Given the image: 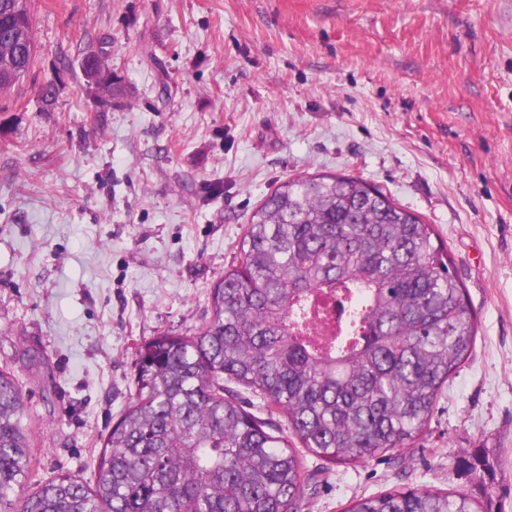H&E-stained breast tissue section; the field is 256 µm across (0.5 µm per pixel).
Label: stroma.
I'll use <instances>...</instances> for the list:
<instances>
[{
    "mask_svg": "<svg viewBox=\"0 0 512 512\" xmlns=\"http://www.w3.org/2000/svg\"><path fill=\"white\" fill-rule=\"evenodd\" d=\"M35 57L0 91V368L36 461L93 483L139 347L185 333L252 211L362 178L433 225L478 319L414 447L319 470L303 512L403 484L512 512V0H29ZM103 54L123 93L85 84ZM60 76L44 106L40 87ZM80 67L86 84L87 75L90 71L95 70L98 73L99 82L97 87L102 89L112 100V68L104 64L99 52L92 48L87 49L82 55Z\"/></svg>",
    "mask_w": 512,
    "mask_h": 512,
    "instance_id": "obj_1",
    "label": "stroma"
}]
</instances>
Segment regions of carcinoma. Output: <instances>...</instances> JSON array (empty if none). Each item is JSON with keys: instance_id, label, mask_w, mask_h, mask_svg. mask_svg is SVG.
I'll use <instances>...</instances> for the list:
<instances>
[{"instance_id": "cac0c4a2", "label": "carcinoma", "mask_w": 512, "mask_h": 512, "mask_svg": "<svg viewBox=\"0 0 512 512\" xmlns=\"http://www.w3.org/2000/svg\"><path fill=\"white\" fill-rule=\"evenodd\" d=\"M34 59L0 54V90ZM83 75L112 95L96 50ZM211 316L145 341L133 397L104 436L94 486L61 474L13 497L32 469L21 388L0 369L5 512H302L323 465L409 448L475 347L478 320L433 226L365 180H287L253 212ZM347 303L336 323L325 303ZM263 402L265 417L229 388ZM285 426H279V418ZM345 512H481L462 493L395 486Z\"/></svg>"}]
</instances>
